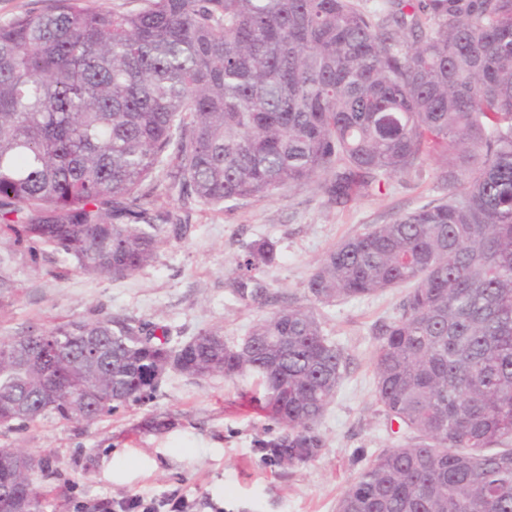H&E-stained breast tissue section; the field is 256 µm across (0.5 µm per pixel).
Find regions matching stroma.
Returning <instances> with one entry per match:
<instances>
[{"instance_id": "obj_1", "label": "stroma", "mask_w": 512, "mask_h": 512, "mask_svg": "<svg viewBox=\"0 0 512 512\" xmlns=\"http://www.w3.org/2000/svg\"><path fill=\"white\" fill-rule=\"evenodd\" d=\"M445 195L432 165L391 180L386 191L336 207L315 186L285 189L213 208L178 191L157 203L187 230L167 237L150 266L120 279L76 271L51 247L0 237V341L66 320L121 315L160 323L190 338L218 329L239 341L263 316L233 292L231 269L250 241L277 245L275 263L259 278L279 304L308 302L306 282L340 241ZM403 289L317 306L325 334L344 352L346 368L317 428L325 446L293 466L271 462L261 443L279 428L246 408L251 380L195 379L169 372L150 400L119 409L92 426L45 418L16 431L0 428V448L47 456L38 475L45 512H110L114 502L182 500L186 512H337V504L370 460L402 444L374 393L377 333L393 317ZM168 419L166 429L146 426Z\"/></svg>"}]
</instances>
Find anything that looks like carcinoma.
Masks as SVG:
<instances>
[{
  "instance_id": "1",
  "label": "carcinoma",
  "mask_w": 512,
  "mask_h": 512,
  "mask_svg": "<svg viewBox=\"0 0 512 512\" xmlns=\"http://www.w3.org/2000/svg\"><path fill=\"white\" fill-rule=\"evenodd\" d=\"M432 161L446 199L328 250L306 288L232 345L128 317L0 343V428L91 425L170 371L252 376L282 433L316 457L346 358L314 305L407 288L374 350L375 397L409 440L379 452L338 512H512V0H52L0 24V233L87 275L124 278L182 230L163 182L226 208L320 179L346 206ZM277 258L249 243L236 294ZM100 337L97 353L91 337ZM24 452L0 448V512H43Z\"/></svg>"
}]
</instances>
